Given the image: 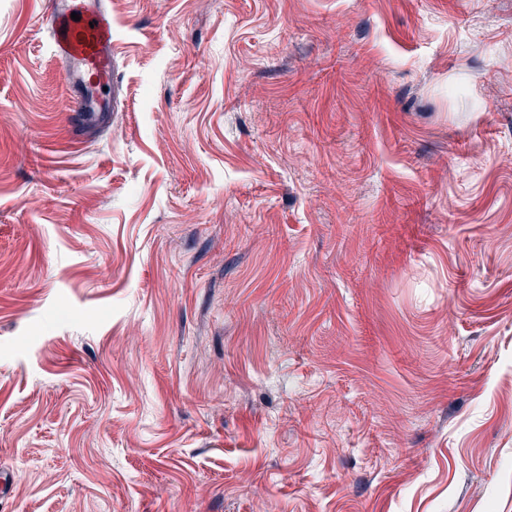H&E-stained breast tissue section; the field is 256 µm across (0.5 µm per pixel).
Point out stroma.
<instances>
[{
  "instance_id": "1",
  "label": "stroma",
  "mask_w": 512,
  "mask_h": 512,
  "mask_svg": "<svg viewBox=\"0 0 512 512\" xmlns=\"http://www.w3.org/2000/svg\"><path fill=\"white\" fill-rule=\"evenodd\" d=\"M0 0V512H512V0ZM72 12L81 16L80 21L71 19ZM49 18L52 55L62 66L68 86L77 84L91 90L112 85L114 112L118 106L114 79L117 57L111 12L102 0H58ZM75 106L82 113L86 114L87 128L102 127L110 122L111 110L103 112L98 105L92 104L86 97H81V99L75 103Z\"/></svg>"
}]
</instances>
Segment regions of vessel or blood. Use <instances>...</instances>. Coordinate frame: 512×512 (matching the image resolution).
Here are the masks:
<instances>
[{
	"mask_svg": "<svg viewBox=\"0 0 512 512\" xmlns=\"http://www.w3.org/2000/svg\"><path fill=\"white\" fill-rule=\"evenodd\" d=\"M48 31L68 84L85 90L114 85L112 14L103 0H56Z\"/></svg>",
	"mask_w": 512,
	"mask_h": 512,
	"instance_id": "b4317fda",
	"label": "vessel or blood"
}]
</instances>
